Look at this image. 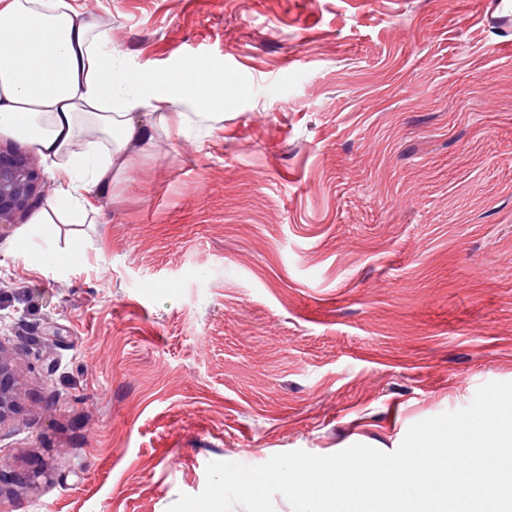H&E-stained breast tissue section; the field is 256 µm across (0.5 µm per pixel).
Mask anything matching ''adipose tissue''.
Listing matches in <instances>:
<instances>
[{"label":"adipose tissue","instance_id":"obj_1","mask_svg":"<svg viewBox=\"0 0 512 512\" xmlns=\"http://www.w3.org/2000/svg\"><path fill=\"white\" fill-rule=\"evenodd\" d=\"M107 40L70 0H0V134L24 140L55 172L56 194L33 218L49 246L41 255L48 263L70 260L50 248L56 225L86 223L92 192L110 187L125 172L132 145L149 139L131 119L142 96L114 95L119 79ZM132 81L199 110L224 92L192 66Z\"/></svg>","mask_w":512,"mask_h":512}]
</instances>
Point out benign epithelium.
Listing matches in <instances>:
<instances>
[{
	"instance_id": "obj_1",
	"label": "benign epithelium",
	"mask_w": 512,
	"mask_h": 512,
	"mask_svg": "<svg viewBox=\"0 0 512 512\" xmlns=\"http://www.w3.org/2000/svg\"><path fill=\"white\" fill-rule=\"evenodd\" d=\"M44 199L40 175L29 155L19 150L0 151V224H16ZM15 374L0 351V423L14 405Z\"/></svg>"
}]
</instances>
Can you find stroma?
I'll list each match as a JSON object with an SVG mask.
<instances>
[{
	"label": "stroma",
	"instance_id": "obj_1",
	"mask_svg": "<svg viewBox=\"0 0 512 512\" xmlns=\"http://www.w3.org/2000/svg\"><path fill=\"white\" fill-rule=\"evenodd\" d=\"M192 60L86 224L0 226V512H167L215 461L354 444L512 381V0H72ZM15 374L0 345V424L10 416L14 405Z\"/></svg>",
	"mask_w": 512,
	"mask_h": 512
}]
</instances>
